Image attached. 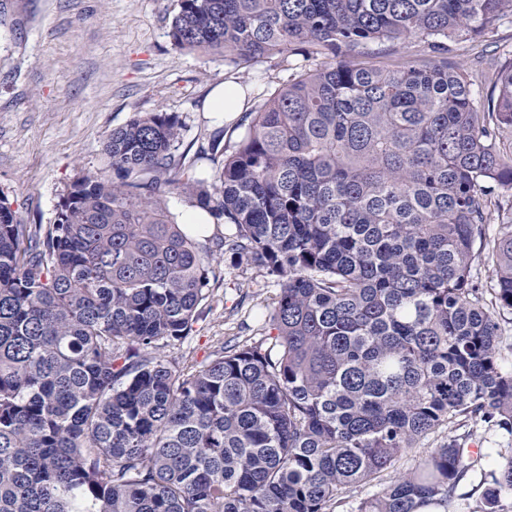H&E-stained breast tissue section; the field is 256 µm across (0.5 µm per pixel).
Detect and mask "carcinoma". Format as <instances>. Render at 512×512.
I'll return each mask as SVG.
<instances>
[{"mask_svg": "<svg viewBox=\"0 0 512 512\" xmlns=\"http://www.w3.org/2000/svg\"><path fill=\"white\" fill-rule=\"evenodd\" d=\"M509 17L512 0H180L177 49L238 65L306 44L304 63L235 141L215 133L212 181L175 114L138 112L54 223L0 198V512H336L449 424L467 431L357 512L446 509L477 469L472 512H512V445L463 454L475 426L512 437V54L485 102L446 45ZM410 37L428 51L342 60ZM164 186L224 235L201 246ZM226 255L277 286L261 336L184 366L161 349L211 309ZM162 191L165 206L173 220L178 224H185V216L196 209L190 207L189 204L185 201V199L181 195H179L175 190H170L167 187H163ZM202 218L203 217L200 213L191 212L188 215V221L190 224H200V222L198 221L201 220Z\"/></svg>", "mask_w": 512, "mask_h": 512, "instance_id": "carcinoma-1", "label": "carcinoma"}]
</instances>
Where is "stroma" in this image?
<instances>
[{"mask_svg": "<svg viewBox=\"0 0 512 512\" xmlns=\"http://www.w3.org/2000/svg\"><path fill=\"white\" fill-rule=\"evenodd\" d=\"M179 0H0V195L24 224L53 223L72 181L106 166L112 130L137 112L182 121V151L204 178L220 166L197 157L224 127L206 109L227 81L247 91L246 109L292 78L279 57L234 65L222 55L177 49L170 36ZM512 44V22L477 39H449V58L473 63L474 89L490 97L489 67L476 59ZM211 309L191 339L167 355L197 365L231 337L255 335L252 310L268 301L264 273L230 261L215 266Z\"/></svg>", "mask_w": 512, "mask_h": 512, "instance_id": "1", "label": "stroma"}]
</instances>
